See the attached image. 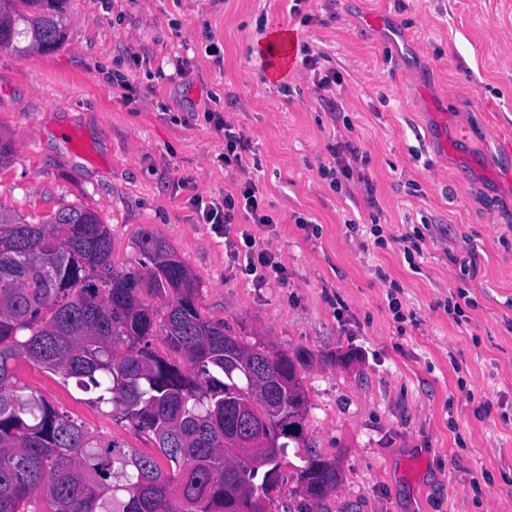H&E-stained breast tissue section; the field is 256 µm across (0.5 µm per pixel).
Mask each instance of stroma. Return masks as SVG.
Returning a JSON list of instances; mask_svg holds the SVG:
<instances>
[{
    "label": "stroma",
    "instance_id": "obj_1",
    "mask_svg": "<svg viewBox=\"0 0 512 512\" xmlns=\"http://www.w3.org/2000/svg\"><path fill=\"white\" fill-rule=\"evenodd\" d=\"M64 0L66 38L0 50V206L30 221L65 206L98 213L112 262L130 269L148 228L201 285L203 313L245 342L306 349L309 449L288 448L279 497L299 503L307 450L341 482L317 512H512V0ZM325 53L343 83L323 103L312 72L278 93L273 26ZM219 41L220 56L208 55ZM187 64L176 75L177 61ZM121 74L132 100L114 85ZM230 121L249 140L264 227L201 223L198 201L244 182L224 166ZM366 159L373 197L318 171L337 135ZM381 224L387 244L370 233ZM256 237L283 271L259 283L226 238ZM416 234L407 262L399 239ZM476 257L466 273L460 260ZM464 297L458 315L450 298ZM397 299L405 315L389 309ZM28 391L121 449L152 440L28 362Z\"/></svg>",
    "mask_w": 512,
    "mask_h": 512
}]
</instances>
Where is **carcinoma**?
I'll return each mask as SVG.
<instances>
[{
	"label": "carcinoma",
	"instance_id": "cac0c4a2",
	"mask_svg": "<svg viewBox=\"0 0 512 512\" xmlns=\"http://www.w3.org/2000/svg\"><path fill=\"white\" fill-rule=\"evenodd\" d=\"M39 2L0 0V49L22 37L42 51L62 43L58 4L29 13ZM135 245L139 268L118 271L95 211L30 223L0 208V512H265L284 481L279 457L305 442L308 352L245 344L203 315L196 276L170 265L164 239L144 228ZM19 360L74 379L160 456L119 449L23 393ZM241 407L263 438L232 458L224 434ZM298 481L318 506L339 469L311 453Z\"/></svg>",
	"mask_w": 512,
	"mask_h": 512
}]
</instances>
